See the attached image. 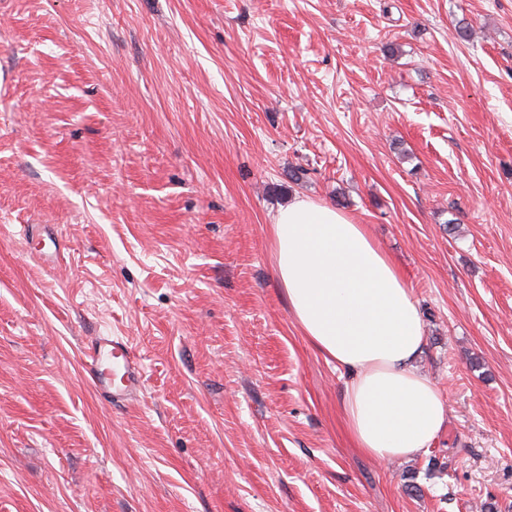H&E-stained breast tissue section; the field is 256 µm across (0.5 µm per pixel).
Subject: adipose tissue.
I'll return each mask as SVG.
<instances>
[{
	"mask_svg": "<svg viewBox=\"0 0 512 512\" xmlns=\"http://www.w3.org/2000/svg\"><path fill=\"white\" fill-rule=\"evenodd\" d=\"M272 244L301 333L348 374L341 411L355 447L380 461L425 453L448 415L414 365L424 327L394 260L366 225L304 197L278 212Z\"/></svg>",
	"mask_w": 512,
	"mask_h": 512,
	"instance_id": "obj_1",
	"label": "adipose tissue"
}]
</instances>
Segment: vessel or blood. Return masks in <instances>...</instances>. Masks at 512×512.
I'll use <instances>...</instances> for the list:
<instances>
[{
  "instance_id": "1",
  "label": "vessel or blood",
  "mask_w": 512,
  "mask_h": 512,
  "mask_svg": "<svg viewBox=\"0 0 512 512\" xmlns=\"http://www.w3.org/2000/svg\"><path fill=\"white\" fill-rule=\"evenodd\" d=\"M82 355L88 382L107 398L128 399L141 389V364L122 339L107 335L91 337Z\"/></svg>"
}]
</instances>
